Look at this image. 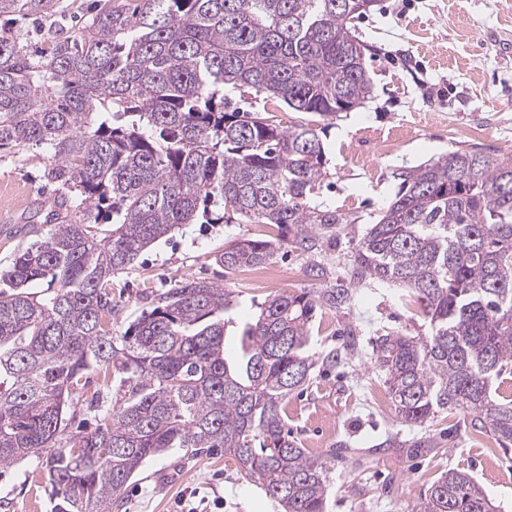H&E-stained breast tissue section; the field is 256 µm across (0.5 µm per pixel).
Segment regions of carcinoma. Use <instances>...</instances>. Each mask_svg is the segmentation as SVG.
<instances>
[{
    "instance_id": "carcinoma-1",
    "label": "carcinoma",
    "mask_w": 512,
    "mask_h": 512,
    "mask_svg": "<svg viewBox=\"0 0 512 512\" xmlns=\"http://www.w3.org/2000/svg\"><path fill=\"white\" fill-rule=\"evenodd\" d=\"M88 20L34 52L0 30V150L47 148L57 213L0 269V474L46 459L52 512H112L148 461L173 449L222 454L284 512H326L330 463L289 435L285 401L317 368L356 351L311 352L322 308L353 307L361 288L411 290L423 332L375 343L396 417L421 426L455 411L512 449V400L491 398L512 373V162L471 146L392 173L398 192L368 224L345 275L282 292L242 325L232 292L183 278L112 334V278L184 224H269L273 239L231 242L227 269L268 263L280 244L306 276L358 218L315 202L330 172L320 133L371 92L353 21L377 0H95ZM53 0H0L16 23ZM263 97L301 114L231 108ZM113 224L98 238L96 225ZM46 282V293L29 291ZM235 327L237 351L226 349ZM123 374L125 400L66 441L67 411L96 374ZM414 512H497L467 473L450 470Z\"/></svg>"
}]
</instances>
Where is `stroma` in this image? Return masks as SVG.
Listing matches in <instances>:
<instances>
[{
  "label": "stroma",
  "mask_w": 512,
  "mask_h": 512,
  "mask_svg": "<svg viewBox=\"0 0 512 512\" xmlns=\"http://www.w3.org/2000/svg\"><path fill=\"white\" fill-rule=\"evenodd\" d=\"M355 34L367 47L369 97L331 120L322 135L331 186L320 200L358 216L326 261L332 276L344 274L355 238L398 191L393 171L469 145L512 160V0H378ZM44 148L27 145L0 152V268L28 242L18 229L38 200L55 187L44 176ZM263 224H189L146 249L132 269L115 276L119 311L112 332L121 335L146 307L147 295L183 277L202 278L237 294L231 315L256 317L268 296L248 269L229 270L215 257L230 241L258 238ZM361 331L349 364L317 375L289 394L287 423L313 455L339 442L357 455L330 471L326 512H412L425 487L451 469L473 476L498 512H512V451L474 432L463 414L443 412L421 427L402 424L375 364L377 330L420 332L422 312L408 289L364 288L351 311L319 310L313 349L336 347L345 324ZM397 447H383L386 437ZM44 465L29 460L0 477V498L11 512H51ZM118 512H280L254 485L243 482L225 458L184 457L171 452L146 463L125 492Z\"/></svg>",
  "instance_id": "stroma-1"
}]
</instances>
